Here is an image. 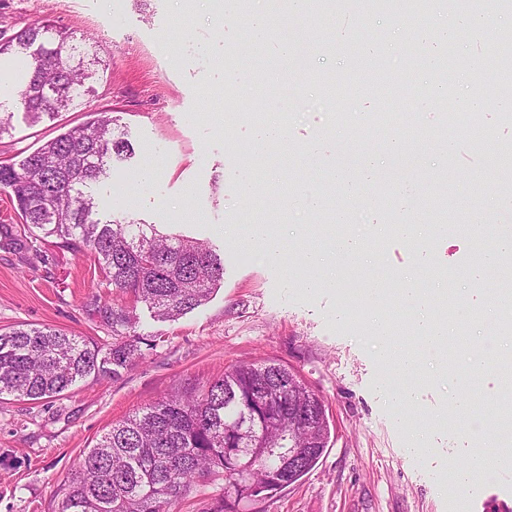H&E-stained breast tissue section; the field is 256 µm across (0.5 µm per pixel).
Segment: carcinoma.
<instances>
[{
  "instance_id": "cac0c4a2",
  "label": "carcinoma",
  "mask_w": 512,
  "mask_h": 512,
  "mask_svg": "<svg viewBox=\"0 0 512 512\" xmlns=\"http://www.w3.org/2000/svg\"><path fill=\"white\" fill-rule=\"evenodd\" d=\"M512 54V39H501L473 68L480 81L495 73L498 59ZM0 55L23 56L32 76L18 101L29 123L54 118L84 101L86 81L98 59L71 34L48 22H34L0 44ZM132 153L109 112L45 142L19 165L0 162V188L10 190L23 221V233L73 252L87 248L105 278L133 303L154 316L174 321L203 305L224 276V264L197 239L164 233L152 224L101 222L85 191L107 174L114 159ZM490 163L512 171V145ZM434 223H448V199L430 203ZM112 345L104 347L50 326L0 329V395L29 401L61 396L91 375L114 377L144 358L141 338L131 334L133 308L106 310ZM275 362H240L224 376L177 390L112 425L83 454L65 483L60 512H178L191 488L223 480L233 493L214 499L206 512H254V486L271 497L288 480L297 481L318 463L327 446V420L316 418V432L288 419L292 407L308 408L316 394ZM324 439L288 472V449Z\"/></svg>"
}]
</instances>
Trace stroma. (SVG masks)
Segmentation results:
<instances>
[{"mask_svg": "<svg viewBox=\"0 0 512 512\" xmlns=\"http://www.w3.org/2000/svg\"><path fill=\"white\" fill-rule=\"evenodd\" d=\"M250 15L275 18L260 44L243 34L248 18L225 25L216 0H0V42L22 27L50 20L90 43L98 74L86 103L54 120L31 126L17 105L25 61L0 57V112L12 113L14 129L0 137V161H21L64 128L90 121L94 111L116 116L133 147L113 161L106 177L91 184L101 221L154 224L167 233L208 243L224 263V278L203 306L175 321H160L138 305L137 333L152 349L119 377L100 375L60 397L24 401L0 396V512H59L64 484L83 452L134 410L174 389H189L223 376L237 361H273L286 366L325 402L327 448L318 464L296 483L259 504V512H512V481L479 483L462 492L449 479L477 452H491V438H476L448 415L449 400L484 417L505 397L501 372L485 367L461 385L459 374L482 356L493 332L494 293L512 268L488 265L483 289L462 275L478 261L466 231L482 221L495 241L512 231V205L496 193L501 179L488 165L512 143V114L504 112L495 86L456 72L451 92L462 104L476 99L487 136L474 151L464 136H435L441 114L429 89L434 82V40L420 29L438 28L447 5L402 12L398 0L373 8L369 0H335L331 12L293 10L290 0H250ZM475 25L458 28L455 42L472 59L512 34V0H468ZM372 44L393 73L408 56L422 65L405 112L419 122L413 138L404 125L362 133L358 124L331 126L328 113L308 111L321 99L320 78L331 80L337 98L354 97L358 112L386 103L384 90L366 88L349 61L352 46ZM284 114L282 138L259 141L254 109ZM378 161L373 176L364 156ZM454 164L450 184L423 181ZM253 176L257 192L244 198L240 184ZM344 215L370 249L357 265L367 283L384 275L413 273L428 295L454 288L474 310L465 333L467 348L444 361L420 343L418 314L394 307L386 317L395 341L418 356L415 375L396 373L364 321L368 291L353 305L334 288L315 284L319 273H338L328 259L309 270L304 255L324 236L320 215L308 199ZM434 193L452 202L447 233L437 232L415 199ZM266 209L271 236L252 242L254 212ZM419 225L418 239L392 231L394 212ZM282 249L284 264L266 257ZM116 290L93 254L58 249L47 241L0 236V328L48 325L90 341L111 343L105 309ZM411 384L415 402L397 412L388 386ZM426 449L415 458L404 450L416 430Z\"/></svg>", "mask_w": 512, "mask_h": 512, "instance_id": "35a3bbf8", "label": "stroma"}]
</instances>
